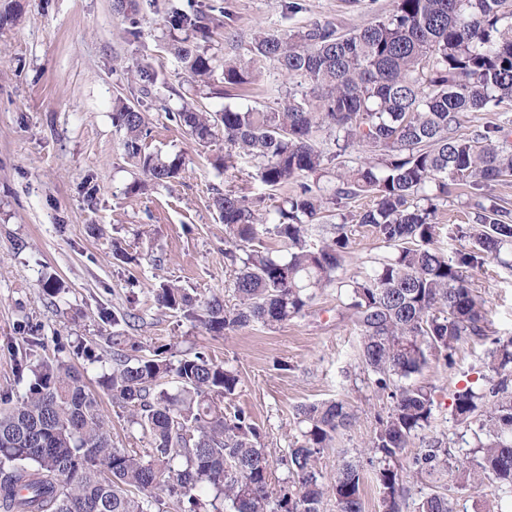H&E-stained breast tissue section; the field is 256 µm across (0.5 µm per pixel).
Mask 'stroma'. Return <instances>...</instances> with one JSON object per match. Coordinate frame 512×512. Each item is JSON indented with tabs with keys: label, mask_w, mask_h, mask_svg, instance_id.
Instances as JSON below:
<instances>
[{
	"label": "stroma",
	"mask_w": 512,
	"mask_h": 512,
	"mask_svg": "<svg viewBox=\"0 0 512 512\" xmlns=\"http://www.w3.org/2000/svg\"><path fill=\"white\" fill-rule=\"evenodd\" d=\"M298 3L288 13L284 0H138L136 13L122 14L113 0H0V390L25 392L28 379L18 376L15 357L34 332L49 356L64 341L65 358L97 387L110 367L112 334L100 314L114 310L134 315L133 333L147 346L172 345L178 357L202 351L236 369L242 383L234 403L251 414L265 447L288 450L298 436L299 405L341 399L355 418L320 454L318 468L330 478L363 453L391 400L372 385L358 356V330L342 305L346 282L374 274L390 248L357 232L338 272L341 286L320 291L304 316L281 326L214 335L158 306L153 293L172 280L202 302L230 295L224 226L212 199L224 189L267 191L251 159L236 158L218 173L210 160L223 155V139L200 148L177 125L175 110L186 101L210 112L227 105L270 111L297 89L269 60L256 62V81L244 97L219 77L208 86L193 83L166 50L172 35L165 20L176 8H226L231 18L209 48L234 60L248 57L261 31L285 36L318 22L348 33L393 8V0ZM133 26L135 38L127 34ZM144 62L160 73L147 95L131 76ZM118 97L138 102L144 113L146 151L182 158L179 179L147 184L112 123ZM49 279L60 285L59 297L46 295ZM469 282L489 310L487 339L460 345L449 365L429 356L415 377L435 389L426 437L460 459L472 457L474 441L454 418L453 395L483 387L492 339L512 336V271L491 263L470 273ZM80 343L93 346L99 362L73 354ZM417 485L447 494L454 512H498L490 484L462 491L453 474L442 472Z\"/></svg>",
	"instance_id": "obj_1"
}]
</instances>
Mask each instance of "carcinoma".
Listing matches in <instances>:
<instances>
[{"instance_id": "carcinoma-1", "label": "carcinoma", "mask_w": 512, "mask_h": 512, "mask_svg": "<svg viewBox=\"0 0 512 512\" xmlns=\"http://www.w3.org/2000/svg\"><path fill=\"white\" fill-rule=\"evenodd\" d=\"M167 24L187 34L169 51L191 77L208 83L220 70L224 83L239 90L253 84L250 65L208 53L214 29L208 14L175 8ZM251 52L306 92L288 95L272 111L226 105L200 112L184 104L173 118L202 147L224 136L217 170L245 155L269 190L290 183L296 190L255 200L216 193L232 299L215 294L201 309L188 289L166 282L155 291L157 304L215 335L253 323L285 324L336 281L357 229L367 228L393 255L374 276L350 282L345 309L358 329L365 370L393 401L367 446L382 512H404L410 479L448 469L460 488L488 481L500 500L512 503V336L493 341L490 370L497 380L488 390L467 387L453 396L455 419L477 423L468 461L450 462L448 449L434 440L422 441L403 461V450L431 426L434 397L430 386L401 384L422 372L428 354L450 363L459 345L487 337L489 311L467 270L494 260L512 269L504 259L512 253L511 209L479 201L474 223L444 226L433 203L512 177V148L493 143L495 128L460 134L469 113L512 102V0H394L389 15L352 32L314 23L287 37L260 33ZM134 79L148 94L159 72L142 63ZM112 119L150 182L166 185L180 176L181 158L145 152L144 113L118 98ZM323 128L342 152L359 146L377 153L357 168H342L329 195L319 186L324 156L315 144ZM361 196L372 204L342 216L330 236L311 240L321 214ZM445 228L462 242L451 255L439 246ZM268 235L284 252L267 247ZM123 325H131V316L112 313L111 367L101 385L149 435V447L116 446L99 396L66 360L22 356L15 367L30 375L28 388L16 401L4 392L9 407L0 409V512H77L78 506L167 512V497L183 512H319L326 495L336 512H364L360 465L349 462L331 479L317 466L321 451L351 425L345 401L298 407L301 439L277 460L252 417L231 407L238 371L201 352L174 363L168 345L148 350ZM277 461L290 481L273 482ZM413 512L454 510L448 496L422 493Z\"/></svg>"}]
</instances>
